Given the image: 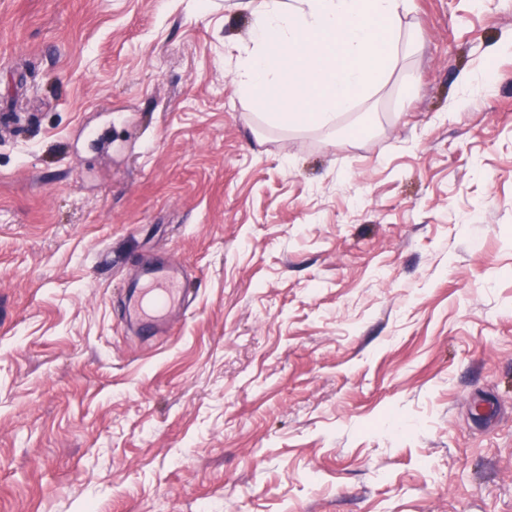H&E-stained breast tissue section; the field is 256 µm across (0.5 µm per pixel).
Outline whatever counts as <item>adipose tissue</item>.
I'll return each instance as SVG.
<instances>
[{"label": "adipose tissue", "mask_w": 512, "mask_h": 512, "mask_svg": "<svg viewBox=\"0 0 512 512\" xmlns=\"http://www.w3.org/2000/svg\"><path fill=\"white\" fill-rule=\"evenodd\" d=\"M235 83L275 125L326 127L384 85L406 47L405 0H248Z\"/></svg>", "instance_id": "ef3b65f1"}]
</instances>
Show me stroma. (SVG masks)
<instances>
[{"instance_id": "stroma-1", "label": "stroma", "mask_w": 512, "mask_h": 512, "mask_svg": "<svg viewBox=\"0 0 512 512\" xmlns=\"http://www.w3.org/2000/svg\"><path fill=\"white\" fill-rule=\"evenodd\" d=\"M402 25L319 131L239 0H0V512H512V0ZM141 288L142 295L135 313L143 322L145 331L152 330L168 310L183 306L187 297L183 282L168 274L149 277Z\"/></svg>"}]
</instances>
